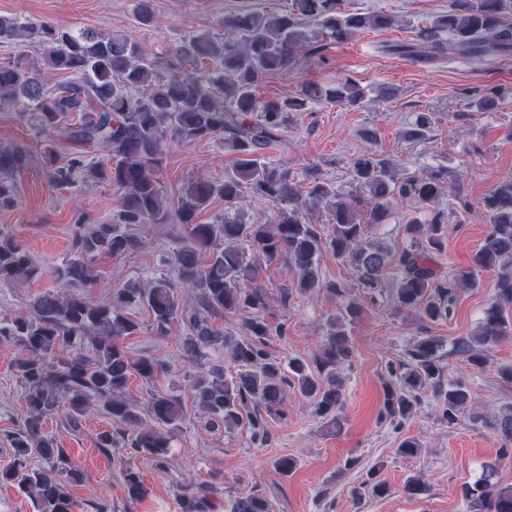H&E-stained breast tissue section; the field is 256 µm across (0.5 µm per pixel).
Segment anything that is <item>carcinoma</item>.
Masks as SVG:
<instances>
[{
	"instance_id": "cac0c4a2",
	"label": "carcinoma",
	"mask_w": 512,
	"mask_h": 512,
	"mask_svg": "<svg viewBox=\"0 0 512 512\" xmlns=\"http://www.w3.org/2000/svg\"><path fill=\"white\" fill-rule=\"evenodd\" d=\"M509 8L512 0H455L448 13L419 28L416 43H387L383 51L421 65L435 62L448 49L468 58L507 56L512 53V25L503 21V14ZM391 25L385 14L348 11L345 0H292L288 10L273 17L259 10L226 14L219 26L228 35L190 34L168 55L159 56L127 37L0 16V45L28 38L45 50V69L67 77L51 88L42 69L21 57L0 63V100L28 108L22 116L47 144L53 163L50 182L71 187L99 179L122 192L112 219L89 224L83 214L75 216L71 253L51 270L69 293L45 292L24 314L0 319V342L18 353L15 372L26 404L22 427L11 439L14 465L0 470V484H18L36 512H70L69 487L83 482V475L44 424L58 415L74 429L96 409L113 426L96 437L97 447L127 448L160 471L168 468L170 442L185 416L182 400L154 393L143 415L125 397L132 375L150 383L164 371L159 360L134 358L122 344L139 331L131 316L138 308L150 312L157 336L167 335L176 324L187 330L181 356L188 363L222 350L235 364L232 374L214 365L189 376L209 427L246 428L253 439L264 440L267 419L286 416L285 386L291 381L312 398L316 415L328 426L341 425L346 391L338 369L352 361L349 325L359 307L349 301L328 320L317 354L284 364L267 351L269 341L285 331L271 320V296L259 283L268 267L282 263L298 272L296 283L281 289L282 304L319 286L341 296L340 283L320 284L319 260L325 251L348 263L372 299L383 295L384 271L394 263L400 274L393 293L396 310L415 311L432 322L451 317L459 291L475 286L476 271L497 272L495 297L484 309L477 334L455 342L456 353L473 369H484L486 352L508 335L504 312L512 309V179L500 182L482 200L488 231L471 264L446 275L436 261L443 248L438 210L424 224L406 225L408 243L395 252L367 238V225L386 223L394 199L435 202L444 184L440 171L401 181L391 160L366 152L352 162L355 192L337 191L312 169L305 193L300 180L263 154L280 140L291 113L304 111L308 103L325 100L358 108L364 101L363 89L351 82L313 84L296 98L266 99L261 88L269 76L293 67L300 49L320 53L321 37L345 41L360 30ZM432 124L430 113H418L409 136H425ZM216 137L237 154L232 169L222 182L188 181L178 207L171 209L155 178L169 145ZM95 146L107 150L105 162L88 159V149ZM29 160L25 146L0 147V211L18 207L14 175ZM250 196L277 206L275 223L245 224L229 214ZM215 197L224 199V216L199 222L198 215ZM319 204L332 216L327 236L306 217L305 210ZM150 224L183 227L168 260L175 278L131 280L108 299L89 301L86 291L97 280L94 259L137 252L142 238L136 230ZM45 273L23 245L0 232V284ZM223 313L244 314L239 333L213 324L212 316ZM442 348L438 337L421 336L407 352L408 360L388 363L382 419H407L424 389L432 391L441 421L450 426L473 407L466 381L444 380ZM491 426L503 441L498 460L511 459L512 406ZM32 454L47 468L28 469ZM116 461L127 498L141 500L146 488L140 471L121 455ZM495 476L496 464H487L475 482L462 487L469 512H512V486L498 485ZM220 483L218 477L183 488L182 512H210V497ZM231 512H271V505L267 496L251 491L234 500Z\"/></svg>"
}]
</instances>
